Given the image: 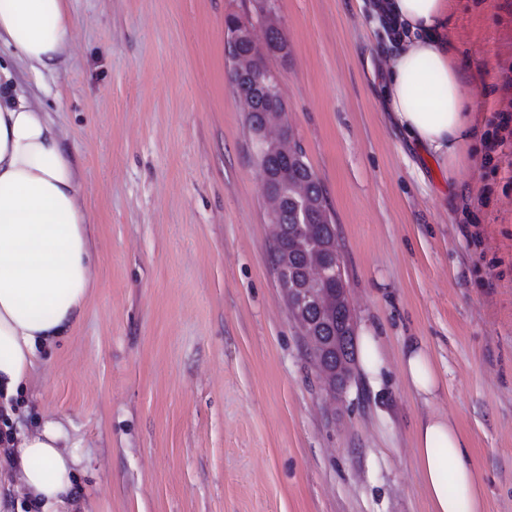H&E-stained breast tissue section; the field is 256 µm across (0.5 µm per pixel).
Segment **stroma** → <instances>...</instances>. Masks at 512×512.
<instances>
[{"instance_id":"stroma-1","label":"stroma","mask_w":512,"mask_h":512,"mask_svg":"<svg viewBox=\"0 0 512 512\" xmlns=\"http://www.w3.org/2000/svg\"><path fill=\"white\" fill-rule=\"evenodd\" d=\"M54 74L17 70L66 136L90 220L82 319L44 355L19 426L80 444L76 512H428L417 421L470 442L486 512H512V146L460 182L391 125L390 48L361 0H271L267 63L333 211L357 331L381 389L332 393L290 316L254 134L227 76L224 19L256 0H65ZM449 37L478 132L512 111V0H454ZM422 341L442 388L400 355ZM361 368L368 382L378 389L386 370L380 344L376 336L363 335L360 337ZM402 376L409 386L428 402L441 390V378L429 354L421 344H413L403 353Z\"/></svg>"}]
</instances>
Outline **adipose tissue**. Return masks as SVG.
<instances>
[{"label": "adipose tissue", "mask_w": 512, "mask_h": 512, "mask_svg": "<svg viewBox=\"0 0 512 512\" xmlns=\"http://www.w3.org/2000/svg\"><path fill=\"white\" fill-rule=\"evenodd\" d=\"M452 10V0H378L374 14L392 20L396 43L383 74L384 105L454 185L475 132L473 98L448 38ZM73 26L63 0H0V44L34 73L57 70ZM93 269L89 217L63 134L0 64V408L10 409L41 351L80 321ZM402 376L424 399L441 389L422 345L404 351ZM415 455L430 512H484L469 442L453 421L425 416ZM79 461L66 428L53 419L0 446V471L16 476L35 512H59Z\"/></svg>", "instance_id": "ef3b65f1"}]
</instances>
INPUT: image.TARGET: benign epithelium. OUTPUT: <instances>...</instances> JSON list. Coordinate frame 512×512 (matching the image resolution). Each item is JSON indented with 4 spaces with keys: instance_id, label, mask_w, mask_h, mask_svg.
<instances>
[{
    "instance_id": "7a95c632",
    "label": "benign epithelium",
    "mask_w": 512,
    "mask_h": 512,
    "mask_svg": "<svg viewBox=\"0 0 512 512\" xmlns=\"http://www.w3.org/2000/svg\"><path fill=\"white\" fill-rule=\"evenodd\" d=\"M231 40L235 44H246L250 51L246 55H237L231 58L230 71L232 84H244L253 82L254 86L268 101V107L263 114L260 124L255 126L257 143L260 155L272 153L275 155H288L295 151V144L288 129V120L285 112L277 105L279 96L278 77L264 70L259 65V59L264 57L267 51L272 49L270 44L260 48L257 44L250 23L238 22L231 33ZM264 188L269 203L270 229L275 240L280 241L285 236V227L282 224L284 194L282 186L287 182L284 172L263 174ZM332 252L330 246L324 247V252L312 257V262L304 276V285L301 288L293 286V275L288 268V261H283L279 269L281 288L288 307L295 319L303 326L305 336L314 345V352L323 360L322 371L329 381H336V389H343L352 375V361L345 359L341 354H336V361H331V352L335 345L331 341H324L317 335L316 325L306 312L310 300L317 301L320 310L325 315H331L337 309L346 311L348 323L355 324L351 310L348 288H338L331 294L323 288V281L330 276H336L326 265L324 254Z\"/></svg>"
}]
</instances>
